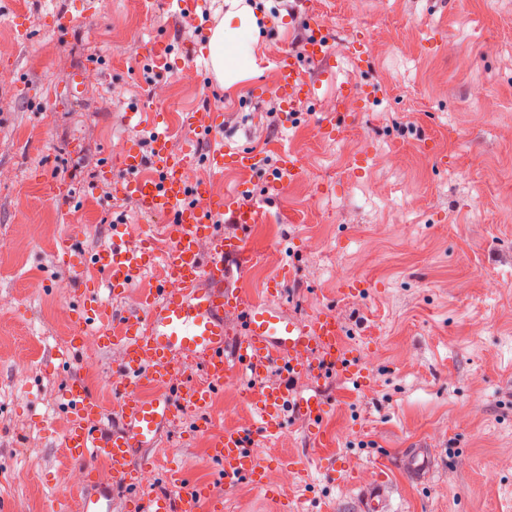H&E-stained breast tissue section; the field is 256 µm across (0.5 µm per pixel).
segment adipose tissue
I'll return each instance as SVG.
<instances>
[{
  "instance_id": "ef3b65f1",
  "label": "adipose tissue",
  "mask_w": 512,
  "mask_h": 512,
  "mask_svg": "<svg viewBox=\"0 0 512 512\" xmlns=\"http://www.w3.org/2000/svg\"><path fill=\"white\" fill-rule=\"evenodd\" d=\"M226 12L212 31L208 51L217 81L229 88L252 66L251 45L259 28L257 10L248 0H224Z\"/></svg>"
}]
</instances>
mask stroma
Returning <instances> with one entry per match:
<instances>
[{
    "mask_svg": "<svg viewBox=\"0 0 512 512\" xmlns=\"http://www.w3.org/2000/svg\"><path fill=\"white\" fill-rule=\"evenodd\" d=\"M262 6L251 70L225 89L203 71L214 0H0V170L10 175L0 182V512H78L79 493L62 481L71 464L65 389L77 379L103 403L118 401L105 391L116 354L99 353L92 368L72 348L64 317L79 290L61 297L54 284L77 273L105 285L89 259L118 222L130 244L146 236L168 250L159 221L116 195L120 173L107 167L115 146L149 152L151 126L128 118L143 110L167 113L173 151L265 156L245 173L199 167L213 195L244 192L261 212L246 231L253 261L239 285L262 298L279 281L273 302L295 318L333 310L367 371L363 386H326V446L293 419L281 437L258 440L267 491L229 482L223 512H356L381 454L393 464L394 512H512V208L498 203L512 195V0ZM61 11L83 19L67 36L55 26ZM13 15L29 41L16 40ZM315 22L330 37L334 81L301 60L322 88L268 127L265 109L280 97L273 60ZM362 37L371 51L361 71L349 50ZM345 82L366 89L361 103L339 101ZM160 85L167 97L155 95ZM475 85L500 112H483ZM334 99L347 118L328 130L322 106ZM200 109L219 117L206 133L189 121ZM285 151L304 175L276 192ZM204 416L251 424L229 388L206 413L182 411L152 454L176 460L184 486L212 475ZM419 443L434 462L418 484L395 463Z\"/></svg>",
    "mask_w": 512,
    "mask_h": 512,
    "instance_id": "stroma-1",
    "label": "stroma"
}]
</instances>
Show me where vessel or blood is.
I'll return each mask as SVG.
<instances>
[{"mask_svg":"<svg viewBox=\"0 0 512 512\" xmlns=\"http://www.w3.org/2000/svg\"><path fill=\"white\" fill-rule=\"evenodd\" d=\"M329 43L325 30L316 26L301 55L285 53L275 59L281 92L289 103L314 98L299 61L304 58L332 69ZM201 162L216 170L253 171L260 167L261 156L239 148L206 156L189 148L176 153L167 129L159 126L150 154L129 147L115 160L123 174L122 195L134 198L143 213L164 219L174 248L164 257V278L130 311L124 330H112V311L99 288L86 286L79 294L77 331L97 327L101 349L119 350L114 368L122 379L116 388V423L108 432L99 428L105 409L81 382H71L65 391V444L71 459L86 465L105 460L111 477L106 485L92 481L80 512H110L109 494L117 489L133 502L134 512H197L201 503L209 512H219L221 505L209 491L176 488L175 473H167L168 486L160 488L154 464L145 455L180 412L204 411L227 379L251 375L255 384L247 388L245 402L252 423L226 430L213 446L211 459L215 483L242 478L260 490L263 471L251 454L255 438L281 435L291 417L319 428L327 410L321 394L301 396L296 380L312 375L322 383L336 376L359 385L366 377L331 311L297 320L270 301L245 297L237 288L252 260L244 231L259 223L260 213L247 202L214 198L205 186L186 182L182 169ZM225 216L239 226V234L218 231L216 223ZM155 258L148 242L128 245L127 226L120 223L112 225L109 243L93 262L107 277L106 289L118 296L154 265ZM186 362L200 365L204 381L192 382L181 374ZM272 369L279 370V382L262 385ZM401 465L412 477H422L430 465L427 449H408ZM386 486L382 480L362 491L363 512H388Z\"/></svg>","mask_w":512,"mask_h":512,"instance_id":"b4317fda","label":"vessel or blood"}]
</instances>
